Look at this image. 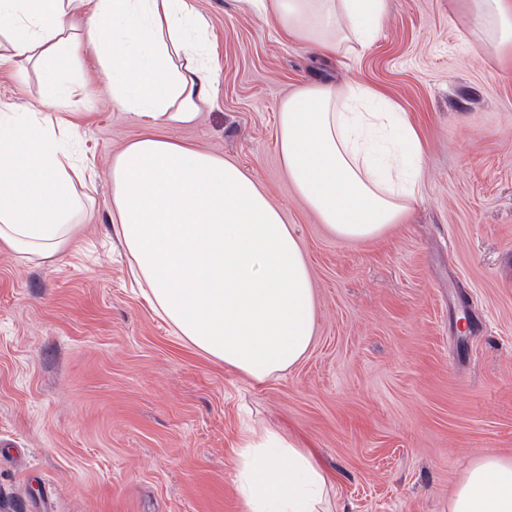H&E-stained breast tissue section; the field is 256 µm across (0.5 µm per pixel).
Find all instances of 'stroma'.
Returning <instances> with one entry per match:
<instances>
[{
  "mask_svg": "<svg viewBox=\"0 0 512 512\" xmlns=\"http://www.w3.org/2000/svg\"><path fill=\"white\" fill-rule=\"evenodd\" d=\"M217 73L198 122L170 140L238 164L302 242L315 340L250 383L179 340L112 230L113 154L143 132L94 56L41 73L0 63V109L77 124L93 209L52 265L0 252V512H240L244 421L313 450L332 512H447L467 470L512 458V60L475 62L460 0H385L379 32L341 64L283 39L244 0H190ZM378 86L425 141L423 200L356 243L296 196L275 147L280 100L303 85Z\"/></svg>",
  "mask_w": 512,
  "mask_h": 512,
  "instance_id": "1",
  "label": "stroma"
}]
</instances>
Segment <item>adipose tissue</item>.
<instances>
[{
    "label": "adipose tissue",
    "instance_id": "adipose-tissue-1",
    "mask_svg": "<svg viewBox=\"0 0 512 512\" xmlns=\"http://www.w3.org/2000/svg\"><path fill=\"white\" fill-rule=\"evenodd\" d=\"M258 18L325 58L375 39L384 0H245ZM476 59L512 50V0H464ZM93 50L117 107L144 135L112 158V223L154 309L183 342L255 384L295 367L314 341L312 276L280 208L238 165L157 135L190 125L216 72L208 25L189 0H0V61L38 65L46 93L70 95L61 59ZM276 147L296 194L336 238L365 242L421 202L418 129L379 89L312 83L284 97ZM74 124L36 109L0 113V251L54 263L90 198ZM242 512H330L331 479L310 451L249 429L234 449ZM448 512H512V459L472 465Z\"/></svg>",
    "mask_w": 512,
    "mask_h": 512
}]
</instances>
